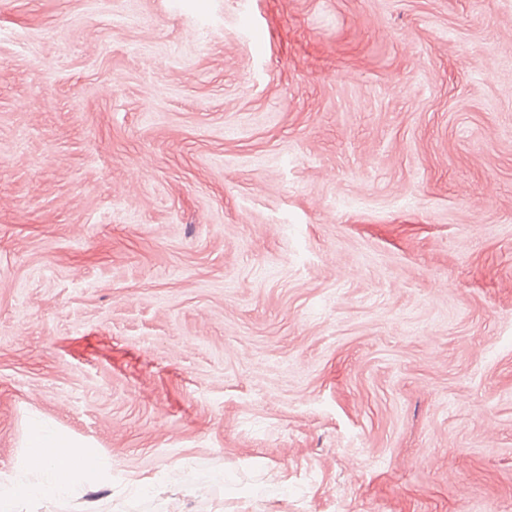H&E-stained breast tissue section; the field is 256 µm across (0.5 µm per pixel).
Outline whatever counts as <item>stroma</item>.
I'll return each instance as SVG.
<instances>
[{"label": "stroma", "instance_id": "obj_1", "mask_svg": "<svg viewBox=\"0 0 512 512\" xmlns=\"http://www.w3.org/2000/svg\"><path fill=\"white\" fill-rule=\"evenodd\" d=\"M34 422L13 512H512V0H0ZM30 456L40 468L42 477L36 484L18 487L6 480L0 485V508L8 509L19 498L31 494L45 498L65 495L85 476L103 469V463L82 453L67 440L33 426L29 434Z\"/></svg>", "mask_w": 512, "mask_h": 512}]
</instances>
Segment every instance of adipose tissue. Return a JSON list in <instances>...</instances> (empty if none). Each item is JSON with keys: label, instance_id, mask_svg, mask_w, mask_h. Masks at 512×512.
<instances>
[{"label": "adipose tissue", "instance_id": "adipose-tissue-1", "mask_svg": "<svg viewBox=\"0 0 512 512\" xmlns=\"http://www.w3.org/2000/svg\"><path fill=\"white\" fill-rule=\"evenodd\" d=\"M30 456L42 472L36 484L19 487L11 482L0 483V508L30 495L57 498L65 495L85 476L102 470L103 464L82 453L67 440L33 426L29 434Z\"/></svg>", "mask_w": 512, "mask_h": 512}]
</instances>
